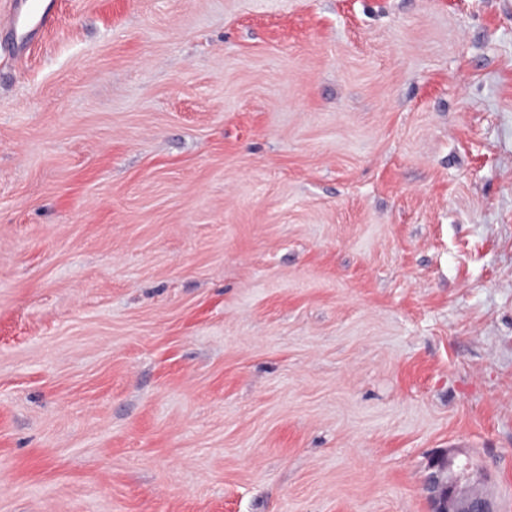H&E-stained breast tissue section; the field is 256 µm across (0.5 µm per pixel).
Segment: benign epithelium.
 <instances>
[{
	"label": "benign epithelium",
	"mask_w": 512,
	"mask_h": 512,
	"mask_svg": "<svg viewBox=\"0 0 512 512\" xmlns=\"http://www.w3.org/2000/svg\"><path fill=\"white\" fill-rule=\"evenodd\" d=\"M423 490L431 512H497L481 474L468 463L456 464L448 452L430 460Z\"/></svg>",
	"instance_id": "obj_1"
}]
</instances>
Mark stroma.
Segmentation results:
<instances>
[{
	"label": "stroma",
	"instance_id": "stroma-1",
	"mask_svg": "<svg viewBox=\"0 0 512 512\" xmlns=\"http://www.w3.org/2000/svg\"><path fill=\"white\" fill-rule=\"evenodd\" d=\"M0 48V512H512V0H45ZM423 490L431 512H497L481 474L469 463L456 464L449 452L432 457Z\"/></svg>",
	"mask_w": 512,
	"mask_h": 512
}]
</instances>
